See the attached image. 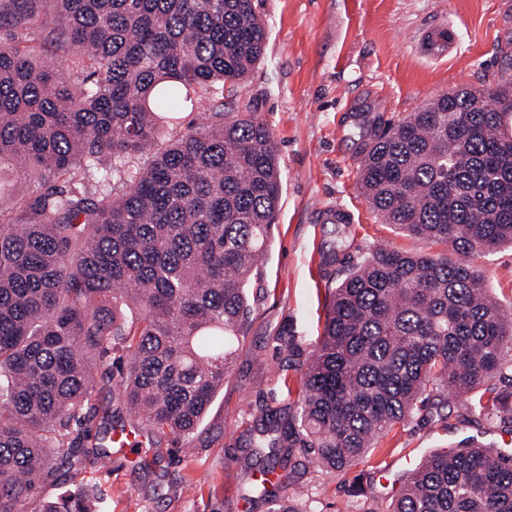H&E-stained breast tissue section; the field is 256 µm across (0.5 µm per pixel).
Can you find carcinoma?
I'll list each match as a JSON object with an SVG mask.
<instances>
[{
    "label": "carcinoma",
    "mask_w": 512,
    "mask_h": 512,
    "mask_svg": "<svg viewBox=\"0 0 512 512\" xmlns=\"http://www.w3.org/2000/svg\"><path fill=\"white\" fill-rule=\"evenodd\" d=\"M2 31L0 170L29 188L0 204V512H95L96 492L45 490L65 484L59 458L112 460L97 361L123 351L112 394L185 439L229 373L281 174L262 121H224V87L266 29L255 0H0ZM506 88L461 87L362 135L373 209L448 252L377 247L332 290L302 398L249 434L242 470L267 512H297L256 479L298 481L293 449L346 473L446 392L512 427V309L468 261L512 245ZM391 512H512V452H433Z\"/></svg>",
    "instance_id": "carcinoma-1"
}]
</instances>
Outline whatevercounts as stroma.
<instances>
[{
    "label": "stroma",
    "instance_id": "35a3bbf8",
    "mask_svg": "<svg viewBox=\"0 0 512 512\" xmlns=\"http://www.w3.org/2000/svg\"><path fill=\"white\" fill-rule=\"evenodd\" d=\"M264 55L224 91V118L254 113L278 146L282 191L268 251L248 289L251 313L229 374L190 442L164 437L140 456L86 468L98 512H266L240 471L265 407L302 395L304 353L323 331L332 290L375 247L440 254L443 244L383 223L358 184L362 131L386 125L461 86H492L512 62V0H258ZM340 204L350 224H324ZM496 301L512 308V246L472 257ZM287 335L292 348L279 341ZM420 412L397 425L349 472L297 448L299 485L279 486L300 512H390L402 477L433 451L472 442L512 448V431Z\"/></svg>",
    "mask_w": 512,
    "mask_h": 512
}]
</instances>
